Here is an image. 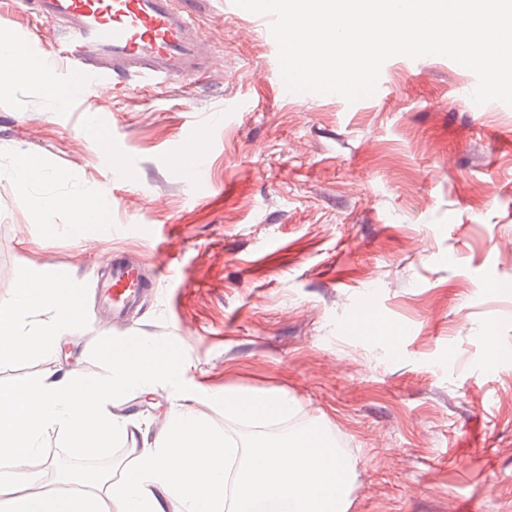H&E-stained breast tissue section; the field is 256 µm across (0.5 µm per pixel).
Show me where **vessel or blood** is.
<instances>
[{"label":"vessel or blood","mask_w":512,"mask_h":512,"mask_svg":"<svg viewBox=\"0 0 512 512\" xmlns=\"http://www.w3.org/2000/svg\"><path fill=\"white\" fill-rule=\"evenodd\" d=\"M198 0H21L53 25L49 52L54 72L89 89H119L135 80L147 88L191 79L207 69L205 36L196 22ZM174 170L207 183V153L192 145L175 150ZM137 264L115 258L98 284L114 314L134 304L145 288Z\"/></svg>","instance_id":"vessel-or-blood-1"}]
</instances>
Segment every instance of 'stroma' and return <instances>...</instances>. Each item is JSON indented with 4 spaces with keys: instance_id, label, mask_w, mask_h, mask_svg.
I'll return each mask as SVG.
<instances>
[{
    "instance_id": "35a3bbf8",
    "label": "stroma",
    "mask_w": 512,
    "mask_h": 512,
    "mask_svg": "<svg viewBox=\"0 0 512 512\" xmlns=\"http://www.w3.org/2000/svg\"><path fill=\"white\" fill-rule=\"evenodd\" d=\"M197 21L220 63L195 85L135 83L63 108L24 82L0 92V301L36 271L77 284L84 307L59 347L0 364V384L104 381L103 344L170 341L193 386L284 395L299 429H329L354 469L348 512H512V106L475 104L476 75L436 55L390 58L352 104L286 100L267 16L201 0ZM50 31L0 4V33L24 54L45 53ZM179 142L205 145L206 187L175 175ZM26 152L67 181L18 184L9 172ZM83 196L112 204L87 239L64 205ZM47 197L61 206L40 210ZM115 250L167 269L119 323L96 288ZM364 310L378 325L357 338L346 327ZM177 393L133 390L113 411L154 439ZM40 443L45 487L89 470L118 481L135 462L128 439L94 458L60 429Z\"/></svg>"
}]
</instances>
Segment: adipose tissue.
<instances>
[{"label": "adipose tissue", "instance_id": "ef3b65f1", "mask_svg": "<svg viewBox=\"0 0 512 512\" xmlns=\"http://www.w3.org/2000/svg\"><path fill=\"white\" fill-rule=\"evenodd\" d=\"M26 81L50 90L56 104L70 88L53 86L36 61L0 34V91ZM76 288L56 287L32 272L17 285L15 300L0 303V362L35 356L55 346L82 319ZM46 311L48 319L27 325ZM111 378L101 384L66 377L23 386L0 385V506L6 512H163L165 492L177 512H348L351 465L330 436L311 429L283 440L256 438L239 449L213 430L199 408L202 391L185 389L188 367L173 346L147 340L106 346ZM165 383L179 387L163 433L143 441L134 468L118 482L102 476L78 479L77 489L48 492L39 483L45 462L39 446L50 429H67L80 455H104L129 423L109 411L131 390ZM228 418L282 420L296 410L288 398L235 392L220 398Z\"/></svg>", "mask_w": 512, "mask_h": 512}]
</instances>
